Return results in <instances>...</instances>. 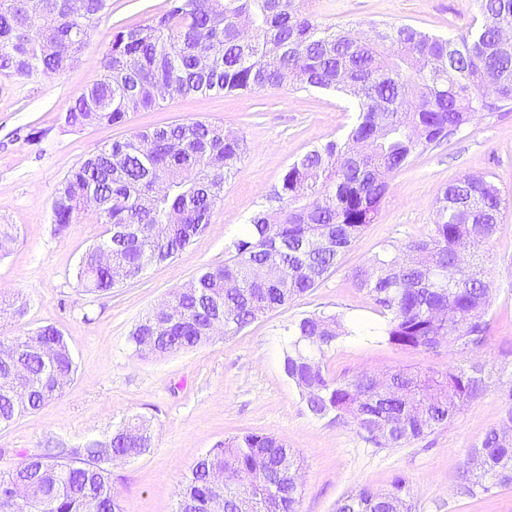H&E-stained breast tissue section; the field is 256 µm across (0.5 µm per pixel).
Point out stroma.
I'll return each instance as SVG.
<instances>
[{"label":"stroma","instance_id":"35a3bbf8","mask_svg":"<svg viewBox=\"0 0 512 512\" xmlns=\"http://www.w3.org/2000/svg\"><path fill=\"white\" fill-rule=\"evenodd\" d=\"M168 0H112L76 66L58 77L0 78V224L17 237L0 258V295L25 304L23 315L0 322V334L23 336L51 324L64 336L76 365L63 393L39 410L0 428V471L59 445L103 438L124 420L148 419L149 452L112 463V490L123 512H175L189 467L225 438L271 434L304 460L296 512H335L347 492L390 489L404 477L415 512H512V488L469 497L459 490L464 464L486 431L512 405V112L482 113L450 141L428 148L390 179L374 224L346 252L341 265L316 288L269 311L232 334L218 333L196 348L161 358L134 353L129 334L138 321L189 285L207 267L224 264L227 246L251 213L264 205L290 164L313 146L342 137L354 114L330 91L268 89L173 97L124 124L71 132L67 108L85 93L116 28L144 25ZM324 25L404 23L445 36L469 26L476 0H316ZM209 120L242 136L247 153L224 186V201L206 230L173 259L148 267L111 291L88 293L76 280L82 255L102 232L94 214L58 227L52 205L70 169L105 144L147 126ZM471 174L495 182L506 207L489 247L494 283L485 346L463 354L402 349L378 336H344L321 359L324 371L352 376L393 368L445 369L481 362L491 387L448 426L400 448L365 443L355 426L310 414L282 371L287 328L325 312L348 326H376L382 317L357 287L353 271L388 245L426 237L446 187Z\"/></svg>","mask_w":512,"mask_h":512}]
</instances>
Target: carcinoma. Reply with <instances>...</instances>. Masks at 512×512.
<instances>
[{"instance_id":"cac0c4a2","label":"carcinoma","mask_w":512,"mask_h":512,"mask_svg":"<svg viewBox=\"0 0 512 512\" xmlns=\"http://www.w3.org/2000/svg\"><path fill=\"white\" fill-rule=\"evenodd\" d=\"M480 22L446 38L408 24L368 23V30L324 26L308 0H169L151 23L112 35L99 72L66 111L73 129L114 125L155 108L167 96H207L267 88L334 90L357 112L345 137L309 149L293 162L266 204L228 245L222 266L203 269L167 307L152 310L129 339L142 358L193 349L222 329L236 333L266 312L318 285L380 211L390 176L428 147L449 139L478 114L512 106V46L496 36L512 30V0H478ZM112 0H0V77L60 76L76 64ZM246 151L244 138L209 121L135 129L79 160L53 202L54 223H73L93 208L105 229L82 256L77 280L88 293L107 292L163 263L201 235L224 198V184ZM500 189L463 175L438 200L431 233L386 251L354 272L385 322L346 328L336 315L309 314L288 327L283 371L311 414L351 422L374 445L403 447L444 426L490 385L485 365L443 371L399 369L379 375H328L318 355L342 336L369 331L402 349L465 353L486 345L492 283L475 250L491 244L502 215ZM112 247V262L98 252ZM457 266L448 285L441 273ZM76 371L62 333L45 325L25 336H0V426L56 399ZM512 407L467 459L464 491L474 497L512 488ZM152 445L146 421L134 418L107 437L71 448H47L0 471V512H121L112 492L114 458H135ZM303 467L299 454L266 434L224 439L190 468L176 512H295ZM234 476L229 489L215 471ZM280 476L274 495L256 475ZM406 480L379 492L345 495L336 512H413Z\"/></svg>"}]
</instances>
